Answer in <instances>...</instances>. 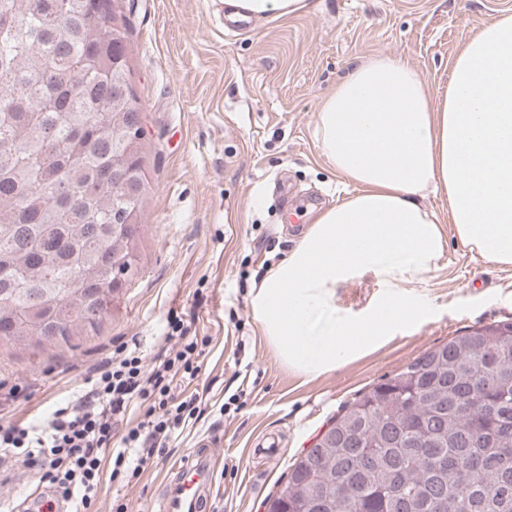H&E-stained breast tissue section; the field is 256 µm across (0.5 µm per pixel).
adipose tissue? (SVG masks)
Masks as SVG:
<instances>
[{"label":"adipose tissue","mask_w":512,"mask_h":512,"mask_svg":"<svg viewBox=\"0 0 512 512\" xmlns=\"http://www.w3.org/2000/svg\"><path fill=\"white\" fill-rule=\"evenodd\" d=\"M241 20L309 13L312 0H224ZM434 95L397 56L358 59L317 114L322 155L356 192L321 210L297 245L252 290L264 336L281 359L315 377L359 357L389 328L417 317L405 287L446 246L439 217L421 203L448 199L461 244L512 265V14L489 19L451 61ZM373 274L384 291L360 322L336 316V292ZM328 328L301 333L313 316Z\"/></svg>","instance_id":"1"}]
</instances>
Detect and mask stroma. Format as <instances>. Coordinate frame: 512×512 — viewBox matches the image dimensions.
<instances>
[{
  "instance_id": "obj_1",
  "label": "stroma",
  "mask_w": 512,
  "mask_h": 512,
  "mask_svg": "<svg viewBox=\"0 0 512 512\" xmlns=\"http://www.w3.org/2000/svg\"><path fill=\"white\" fill-rule=\"evenodd\" d=\"M305 15L233 22L224 0H125L128 62L145 115L151 190L140 271L112 314L78 348L0 339V402L41 425L90 369L136 341L156 357L170 316L206 341L194 383L207 412L172 456L139 481L104 482L96 512H160L180 461H215L210 512H265L289 465L347 402L428 348L475 328L512 321V266L472 254L448 224V200L423 206L445 224L436 268L408 292L428 307L378 348L317 377L285 365L262 336L252 289L292 249L317 210L353 189L332 172L316 140L317 108L355 59L398 55L430 93L448 88L449 64L512 0H315ZM381 294L370 274L342 285L336 314L358 321ZM236 406L224 409L228 399ZM285 438L268 463L252 440Z\"/></svg>"
}]
</instances>
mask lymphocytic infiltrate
<instances>
[{
    "instance_id": "lymphocytic-infiltrate-1",
    "label": "lymphocytic infiltrate",
    "mask_w": 512,
    "mask_h": 512,
    "mask_svg": "<svg viewBox=\"0 0 512 512\" xmlns=\"http://www.w3.org/2000/svg\"><path fill=\"white\" fill-rule=\"evenodd\" d=\"M187 333L181 318L168 319L164 339L180 347L151 371L139 351L122 346L118 357L91 369L83 389L56 408L46 425L1 422L0 470L23 461L41 470L70 512H93L103 476L120 483L138 478L179 430L204 415L197 396L174 395L175 383H192L200 371L198 342ZM136 402L147 406L142 419L117 432L118 418Z\"/></svg>"
}]
</instances>
